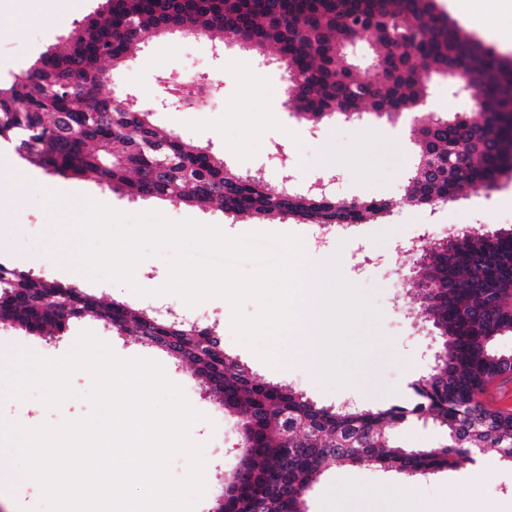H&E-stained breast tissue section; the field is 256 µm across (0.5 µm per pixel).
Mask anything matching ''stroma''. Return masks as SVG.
I'll return each mask as SVG.
<instances>
[{"label": "stroma", "instance_id": "35a3bbf8", "mask_svg": "<svg viewBox=\"0 0 512 512\" xmlns=\"http://www.w3.org/2000/svg\"><path fill=\"white\" fill-rule=\"evenodd\" d=\"M101 3L53 0L47 7L42 0H0V80L21 74L43 51L64 44L69 33ZM173 73L183 81L204 78L212 90L214 106L203 112L155 113L154 119L161 127L211 145L223 152L227 165L241 172H261L274 187L286 182L293 190L303 192L317 179L331 176L335 182L328 189L330 195L388 202L383 217L354 225L340 235L335 229L322 230L292 219L236 220L219 211L171 200L133 201L116 193L111 196L113 208L127 214L158 211L173 220L192 219L219 226L232 236L255 231L294 233L301 237L305 254L321 250L339 254L341 277L367 294L378 312L377 317L363 319L355 332L357 340L372 344L371 352L354 367L355 385L333 388L327 378L313 376L305 363L291 360L292 350L304 341L297 334L287 336L278 345L277 367L266 365L235 341L231 309L225 300L212 299L192 308L177 296L156 295V288L168 275L163 258L147 257L136 271L137 283L150 291L146 297L135 295L121 284L78 273L73 248L55 249L51 221L79 211L85 196L102 193V186L94 178H66L31 165L21 170L12 159L0 157V254L16 257L18 270L75 282L91 294L132 309L149 311L164 306L178 316L201 321L217 331L225 352L245 364L255 380L293 387L317 405L333 407L349 402L371 409L390 407L395 387L411 385L434 367L437 336L431 322L410 303L416 283L409 272L398 269L400 246L426 230L433 237H445L452 224L488 230L512 228V178L501 177L491 189L470 191L444 205L407 204L405 193L416 146L406 117L390 122L367 114L355 121L333 119L306 124L286 105L281 69L250 55L238 43L221 38L199 40L174 33L154 39L123 69L111 73L102 92H130L146 103L158 93V77ZM426 83L427 112H474L470 96L456 97L449 91L447 77L432 75ZM280 146L288 155L284 168L273 159ZM327 151L336 157L333 164L322 161ZM84 330L107 342L120 357L159 362L168 378L183 388L190 404L204 413V420L191 428L192 437L210 450L206 458L207 491L195 512H210L215 496L238 465L240 435L234 418L211 391L195 381L189 367L86 318L55 338L0 323V371H10L13 360L22 353L50 359L63 357ZM90 384L87 374H75L72 385L78 398L49 411L34 398L23 402L5 398L6 385L0 382V418L34 427L46 420L56 423L84 417L91 407L82 394ZM474 460L482 473L477 482L467 466L416 478L376 467L338 466L314 483L307 497V512H323L326 499L333 495L342 499L348 512H397L399 496L412 493L418 494L425 512H445L451 492L470 496L474 512H512V465L501 462L493 448L476 452Z\"/></svg>", "mask_w": 512, "mask_h": 512}]
</instances>
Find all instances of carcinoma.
<instances>
[{
	"label": "carcinoma",
	"mask_w": 512,
	"mask_h": 512,
	"mask_svg": "<svg viewBox=\"0 0 512 512\" xmlns=\"http://www.w3.org/2000/svg\"><path fill=\"white\" fill-rule=\"evenodd\" d=\"M167 21L270 61L287 52V104L311 124L414 112L427 97L423 73L467 83L484 124L455 114L414 132L410 205L451 202L512 174L497 129L512 64L437 13L433 0H104L64 48L47 49L24 73L0 82V140L23 146L24 160L49 173L92 175L134 200L170 199L239 219L361 224L388 210L378 200L275 189L258 173L230 176L224 154L159 128L151 112L112 105L113 97L101 92L109 72L123 68ZM361 41L374 48L382 79L356 74L347 48ZM422 251L432 261L416 276L438 286L428 310L434 327L448 333L442 345L448 363L413 387L411 406H319L290 386L255 382L212 328L134 312L75 284L1 263L0 322L42 336L92 317L191 366L255 444L241 461L236 491L225 504L215 501L212 512H256L258 503L262 512H307L305 489L336 463L416 477L456 469L474 448H512V408L485 399L512 365V352L496 347L512 334V229L465 230L428 240ZM423 414L446 429L445 443L405 448L391 440L390 428Z\"/></svg>",
	"instance_id": "1"
}]
</instances>
